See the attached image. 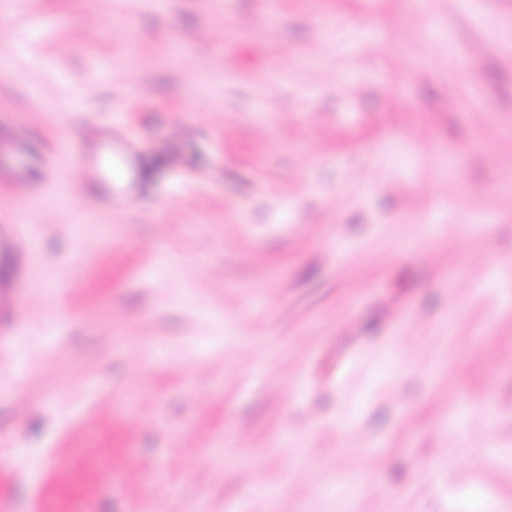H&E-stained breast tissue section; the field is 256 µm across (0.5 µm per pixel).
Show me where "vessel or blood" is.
<instances>
[{
	"instance_id": "1",
	"label": "vessel or blood",
	"mask_w": 512,
	"mask_h": 512,
	"mask_svg": "<svg viewBox=\"0 0 512 512\" xmlns=\"http://www.w3.org/2000/svg\"><path fill=\"white\" fill-rule=\"evenodd\" d=\"M141 161L137 140L109 127H94L83 143V170L107 209L128 206L141 196Z\"/></svg>"
}]
</instances>
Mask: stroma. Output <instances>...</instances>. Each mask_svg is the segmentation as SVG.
<instances>
[{
	"mask_svg": "<svg viewBox=\"0 0 512 512\" xmlns=\"http://www.w3.org/2000/svg\"><path fill=\"white\" fill-rule=\"evenodd\" d=\"M0 119L7 512H512V0H0ZM82 161L88 184L102 207H125L142 195V153L128 133L94 127L84 140Z\"/></svg>",
	"mask_w": 512,
	"mask_h": 512,
	"instance_id": "stroma-1",
	"label": "stroma"
}]
</instances>
